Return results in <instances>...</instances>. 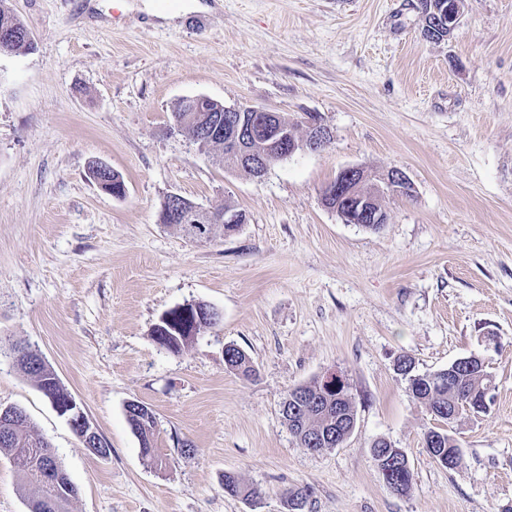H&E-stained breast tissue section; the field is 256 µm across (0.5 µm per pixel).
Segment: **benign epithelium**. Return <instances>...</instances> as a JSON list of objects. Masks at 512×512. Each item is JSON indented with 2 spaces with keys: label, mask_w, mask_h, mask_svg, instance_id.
I'll return each instance as SVG.
<instances>
[{
  "label": "benign epithelium",
  "mask_w": 512,
  "mask_h": 512,
  "mask_svg": "<svg viewBox=\"0 0 512 512\" xmlns=\"http://www.w3.org/2000/svg\"><path fill=\"white\" fill-rule=\"evenodd\" d=\"M464 6L465 0H448L445 4L425 0L421 3L425 19L423 37H429L438 28H446L448 33H453ZM183 111L197 121L198 135L194 142L200 150H205L207 143L220 144L230 150L240 170L257 179L267 173L272 160L286 158L298 151H316L331 139L329 129L318 122L308 123L305 135L299 138L275 112L256 107H227L206 96L185 98ZM244 112L257 113V120L245 123L242 121ZM408 185V177L399 169L377 174L363 167L351 166L339 172L335 184L325 189L322 201L342 223L366 228L370 224L387 223V214L379 205V197L398 192ZM168 200L171 208L167 216L175 224H197L203 230L208 224L241 222L239 212L231 207L224 208V219L221 220L215 210L184 201L178 194L169 195ZM174 310L184 314L187 321L174 323L167 316L161 318L166 326H158L156 341L162 348L173 340L196 335L216 313L200 302H188L174 307ZM51 404L73 431L81 432L84 439L101 449V453H106L102 436L76 399L65 402L53 399Z\"/></svg>",
  "instance_id": "1"
}]
</instances>
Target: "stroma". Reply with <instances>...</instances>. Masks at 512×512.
I'll return each instance as SVG.
<instances>
[{
  "instance_id": "obj_1",
  "label": "stroma",
  "mask_w": 512,
  "mask_h": 512,
  "mask_svg": "<svg viewBox=\"0 0 512 512\" xmlns=\"http://www.w3.org/2000/svg\"><path fill=\"white\" fill-rule=\"evenodd\" d=\"M10 0L35 48L0 55V406L25 410L78 489L70 512H512V0H465L445 41L419 0ZM264 108L332 133L260 179L173 131L185 97ZM106 163L124 196L88 176ZM403 170L377 232L322 201L344 168ZM232 204L246 221L195 241L161 224L166 196ZM203 301L220 314L178 353L153 327ZM38 350L108 442L84 447L11 350ZM236 345L255 376L228 370ZM433 372L471 354L489 413L428 455L432 420L393 364ZM338 373L356 425L313 454L284 424L288 390ZM156 419L144 456L129 401ZM408 456L407 493L371 458ZM257 488L246 501L225 474ZM35 490L0 454V512ZM423 440H424V447L427 450V453L429 456L436 461L437 463L441 464L444 467L443 462L441 459L436 458V455H443L444 460L450 457L453 453L454 449L458 450L459 455H453V463L454 468L458 466L461 459V454L459 450V446L456 442V440L453 438L452 435L448 434V429H442L437 426H431L425 429L423 433ZM449 448V449H448ZM438 453V454H435Z\"/></svg>"
}]
</instances>
